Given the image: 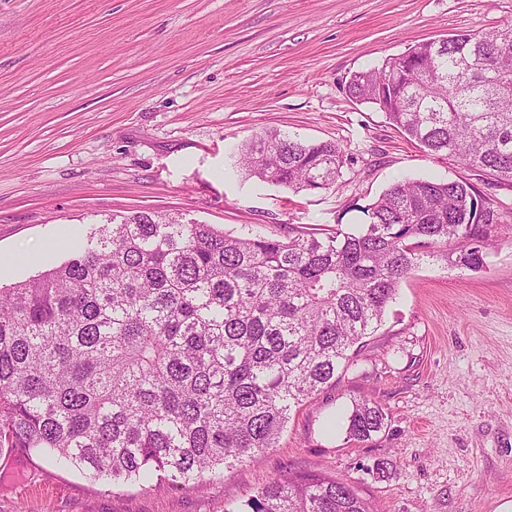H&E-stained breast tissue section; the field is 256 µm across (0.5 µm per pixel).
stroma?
Instances as JSON below:
<instances>
[{"label": "stroma", "instance_id": "obj_1", "mask_svg": "<svg viewBox=\"0 0 512 512\" xmlns=\"http://www.w3.org/2000/svg\"><path fill=\"white\" fill-rule=\"evenodd\" d=\"M512 23V0H0V283L133 211L251 226L363 224L400 177L467 178L512 228V186L431 155L353 102L351 73L455 31ZM277 129L353 163L299 194L237 171ZM387 426L347 440L354 402ZM347 479L379 512H512V242L472 271L429 260L335 386L276 448L224 480L112 488L49 459L0 512H224L288 471Z\"/></svg>", "mask_w": 512, "mask_h": 512}]
</instances>
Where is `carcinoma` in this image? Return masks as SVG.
I'll use <instances>...</instances> for the list:
<instances>
[{
	"label": "carcinoma",
	"mask_w": 512,
	"mask_h": 512,
	"mask_svg": "<svg viewBox=\"0 0 512 512\" xmlns=\"http://www.w3.org/2000/svg\"><path fill=\"white\" fill-rule=\"evenodd\" d=\"M512 26L419 43L353 72L426 152L512 183ZM351 164L328 141L265 131L241 145L244 174L330 188ZM369 222L234 235L135 211L69 245L59 265L0 287V454L44 455L106 485L222 480L276 447L302 403L336 385L426 259L483 266L502 240L491 200L465 178L400 179ZM383 407L353 405L368 442ZM242 512H373L342 478H271Z\"/></svg>",
	"instance_id": "cac0c4a2"
}]
</instances>
